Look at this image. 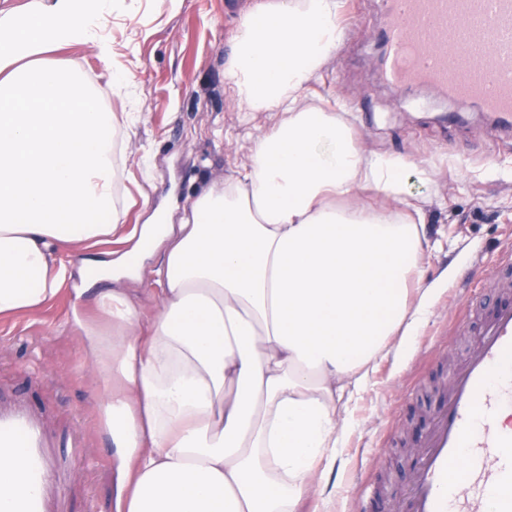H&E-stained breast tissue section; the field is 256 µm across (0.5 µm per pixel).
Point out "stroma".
I'll list each match as a JSON object with an SVG mask.
<instances>
[{
  "label": "stroma",
  "instance_id": "1",
  "mask_svg": "<svg viewBox=\"0 0 512 512\" xmlns=\"http://www.w3.org/2000/svg\"><path fill=\"white\" fill-rule=\"evenodd\" d=\"M351 2L356 21L308 94L343 114L365 153H390L432 169L428 181L409 176L408 190L423 202L430 237L445 247L428 252L422 266L424 283L438 285L428 323L410 351L378 362L369 385L348 404L347 427L336 434V488L310 497L304 512H352L356 497L366 512H397L384 508L377 490L403 476L433 409L428 398L441 364L463 358L456 324L469 298L481 296L495 259L512 246V140L494 138L478 108L433 87L387 84L378 61L387 4ZM247 5L182 0L171 12L160 0H115L104 33L115 61L133 75L119 94L90 50L61 51L100 90L103 106L119 114L120 130L131 134L132 152L116 159L127 229L148 217L132 199L137 189L180 223L196 192L223 183L245 163L255 127L275 123L276 113L242 112L228 90L226 62ZM74 302L67 285L38 314L0 318V400L39 415L56 441L53 456L69 461L68 482L50 491L51 512H115L117 474L99 385L66 328Z\"/></svg>",
  "mask_w": 512,
  "mask_h": 512
}]
</instances>
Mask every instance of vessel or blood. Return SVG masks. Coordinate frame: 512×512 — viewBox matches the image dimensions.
Listing matches in <instances>:
<instances>
[{
	"mask_svg": "<svg viewBox=\"0 0 512 512\" xmlns=\"http://www.w3.org/2000/svg\"><path fill=\"white\" fill-rule=\"evenodd\" d=\"M383 76L397 87L431 85L476 105L500 138L512 136V0H388ZM471 302L461 324L473 337L448 374L398 486L401 512H512V251ZM40 418L17 404L0 408V447L21 449L24 486L0 489L5 512H46L61 479Z\"/></svg>",
	"mask_w": 512,
	"mask_h": 512,
	"instance_id": "obj_1",
	"label": "vessel or blood"
}]
</instances>
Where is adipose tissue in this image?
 Instances as JSON below:
<instances>
[{
	"label": "adipose tissue",
	"mask_w": 512,
	"mask_h": 512,
	"mask_svg": "<svg viewBox=\"0 0 512 512\" xmlns=\"http://www.w3.org/2000/svg\"><path fill=\"white\" fill-rule=\"evenodd\" d=\"M112 0L0 4V317L35 314L72 278L54 248L117 236L115 116L56 52L91 47ZM339 0H256L234 40L231 98L277 121L248 161L171 224L150 213L100 273L110 288L69 327L102 385L118 460V512H299L336 482L338 409L379 358L412 349L434 288L409 172L365 154L338 113L308 104L342 39ZM367 189L388 209L355 202ZM158 259L150 319L119 282Z\"/></svg>",
	"instance_id": "adipose-tissue-1"
}]
</instances>
